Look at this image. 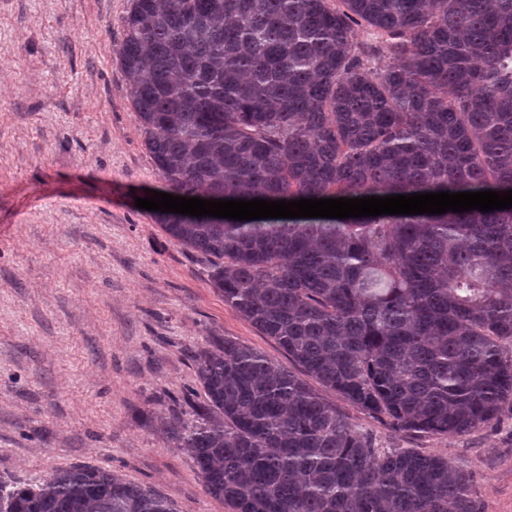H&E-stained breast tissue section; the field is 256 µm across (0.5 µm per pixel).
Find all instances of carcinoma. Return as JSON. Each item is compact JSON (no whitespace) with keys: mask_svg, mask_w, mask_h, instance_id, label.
<instances>
[{"mask_svg":"<svg viewBox=\"0 0 512 512\" xmlns=\"http://www.w3.org/2000/svg\"><path fill=\"white\" fill-rule=\"evenodd\" d=\"M130 0L117 50L164 192L298 200L512 189V0ZM382 45L357 42L358 27ZM300 368L213 336L175 432L228 512H474L448 458L380 448L307 384L400 431L512 407V208L348 219L153 213ZM0 512H173L110 470L0 478Z\"/></svg>","mask_w":512,"mask_h":512,"instance_id":"cac0c4a2","label":"carcinoma"}]
</instances>
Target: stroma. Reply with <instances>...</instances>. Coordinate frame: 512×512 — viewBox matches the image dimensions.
Returning a JSON list of instances; mask_svg holds the SVG:
<instances>
[{
	"instance_id": "1",
	"label": "stroma",
	"mask_w": 512,
	"mask_h": 512,
	"mask_svg": "<svg viewBox=\"0 0 512 512\" xmlns=\"http://www.w3.org/2000/svg\"><path fill=\"white\" fill-rule=\"evenodd\" d=\"M129 0H0V475L102 468L174 512H226L172 435L224 336L288 358L136 198L162 188L117 50ZM382 448L470 473L476 512H512V412L456 438L394 430L336 394Z\"/></svg>"
}]
</instances>
